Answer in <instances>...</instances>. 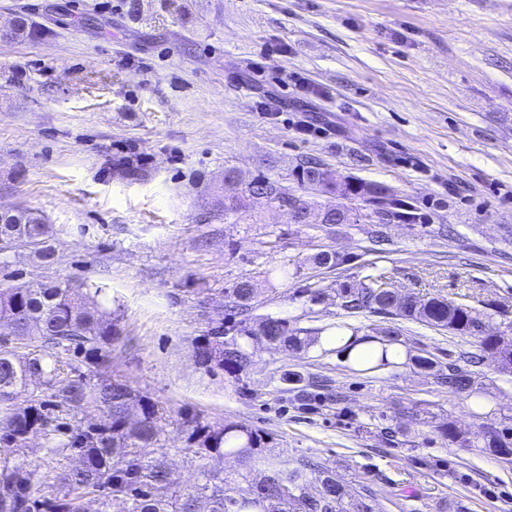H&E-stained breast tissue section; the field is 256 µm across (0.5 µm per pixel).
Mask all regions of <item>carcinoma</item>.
I'll list each match as a JSON object with an SVG mask.
<instances>
[{
    "instance_id": "carcinoma-1",
    "label": "carcinoma",
    "mask_w": 512,
    "mask_h": 512,
    "mask_svg": "<svg viewBox=\"0 0 512 512\" xmlns=\"http://www.w3.org/2000/svg\"><path fill=\"white\" fill-rule=\"evenodd\" d=\"M50 30L21 14L12 40H43ZM297 176L303 188L326 197L310 201L267 177H255L241 195L216 198L224 221L241 219L248 200L263 201L288 215V223L299 224L305 210L323 216L325 224H359L363 209L383 207L388 220L372 225L370 240L375 245L388 241L391 224H425L426 216L410 198L391 187L354 175H336L325 164L307 159L299 164ZM346 200L337 205L334 199ZM53 225L28 209H17L0 217V254L28 250L46 264L54 262L50 240ZM385 276L368 274L356 283H338L336 288H304L299 295L314 305L325 293L335 295L336 306L348 316L384 315L417 322L436 330L475 339L474 362L491 361L502 374L512 367V340L484 334L485 322L465 300L441 297H399L381 287ZM102 288H74L68 281H49L39 288H0V320L8 321L13 337L36 339L39 349L26 357L8 344L0 345V444L10 448L0 459V512H86V501L95 497L98 512H109L112 501L125 504L124 512H368L363 502L345 504L343 487L328 470L313 471L298 461L266 463V473L253 480L245 495L235 494L237 479L207 465L200 466L197 482L184 487L166 463L165 438L161 423L164 409L128 381L107 375L108 349L119 339L112 311L96 300ZM259 288L241 280L225 289L236 317L217 323L196 345V358L215 366L232 378H239L251 363L250 344L265 342L275 350L307 352L321 336L332 342L338 336H352L350 324L324 328H303L279 314H253ZM377 355L356 362L362 371L394 364L391 347L399 344L398 328L379 332ZM85 358L90 370L84 373L72 359ZM412 364L437 374L448 391L459 396L481 398L480 387L457 364L447 372L429 356L417 355ZM93 405L104 416L99 424L82 427L68 422L76 409ZM186 435L183 451L200 460L238 458L250 467L262 461L266 437L260 430L237 422L210 424L186 415L180 422ZM41 436L46 454L55 460L75 458L61 465L55 474L43 475L26 454L30 437ZM483 449L500 457L512 455V433L488 430ZM318 490L309 492L312 481Z\"/></svg>"
}]
</instances>
